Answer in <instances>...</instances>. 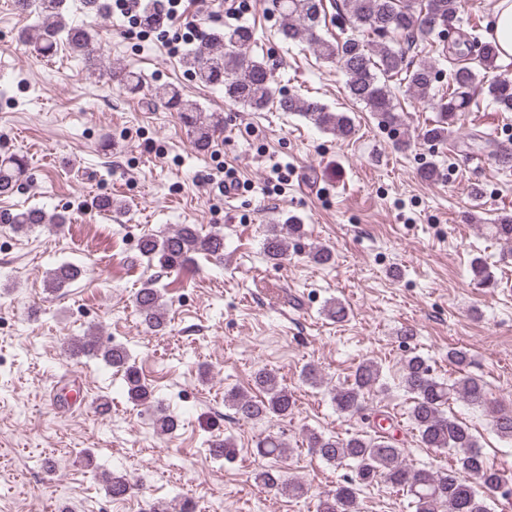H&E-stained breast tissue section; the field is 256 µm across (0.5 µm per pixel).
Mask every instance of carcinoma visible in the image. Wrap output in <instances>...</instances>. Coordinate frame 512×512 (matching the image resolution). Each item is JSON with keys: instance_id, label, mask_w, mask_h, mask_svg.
Segmentation results:
<instances>
[{"instance_id": "carcinoma-1", "label": "carcinoma", "mask_w": 512, "mask_h": 512, "mask_svg": "<svg viewBox=\"0 0 512 512\" xmlns=\"http://www.w3.org/2000/svg\"><path fill=\"white\" fill-rule=\"evenodd\" d=\"M16 4L23 13L37 19L27 35L33 55L48 57L54 54L58 44L64 43L75 53L88 59L93 57V35L89 29L67 22L65 0H16ZM271 6L272 12L278 15L283 38L307 42L319 58L336 65L346 77L348 96L364 105L391 132L401 125V117L394 104L395 93L390 81L400 75L418 100L425 103L439 96L437 118L422 132L426 142L448 139L478 87L487 93L499 111L512 112V81L486 82L480 78V71L470 65L469 54L475 48L482 68L494 66L499 57L496 40L483 42L477 36L460 32L453 42H447L448 24L456 19L462 0H334L336 24L354 31L334 41L318 34L326 19L324 0H271ZM166 22L165 15L149 3L140 13V23L147 29L159 30ZM366 35L376 36L378 41L370 43L364 39ZM427 40L436 43L442 54L457 56L448 72V83L439 90L436 83L440 82L441 70L428 61L415 65L407 58L413 47ZM255 42L254 27L246 24L227 27L209 34L203 42L187 50L181 64L197 82L224 89V98L244 108L262 112L273 106L282 112H296L338 138L349 139L355 135V121L348 113L333 112L318 101L285 95L274 88L273 69L251 53ZM107 75L131 90L142 85L141 76L136 72L109 71ZM151 97L178 112L200 151L209 148L213 135L224 124L219 113L186 104L182 89L174 84L155 86ZM27 169L24 156H1L0 196L13 194ZM0 223L9 225L16 233H25L41 224L60 229L67 224V216L63 213L49 215L39 207H29L0 216ZM302 228L303 225L291 218L282 225H268L263 240L266 256L273 261L288 256L287 237L301 236ZM139 251L150 264L155 262L163 269H180L197 264L201 257L223 259L224 233L213 230L204 234L195 224H182L166 236L142 235ZM470 273L472 280L483 288L495 284L489 267L477 258L470 265ZM79 274L78 266L65 263L50 273L47 290L59 291ZM133 302L143 325L153 331L165 328L163 295L153 281L144 283ZM325 314L339 323L346 321L349 310L344 303L331 300ZM65 351L72 356L103 360L122 374L130 402L151 403L153 389L122 345H106L99 336L89 332L68 338ZM448 364L458 373L451 382L434 375L427 359L411 351L403 358L401 380L410 395L408 418L415 437L424 448L448 452V469L432 471L409 466L403 461V450L384 432L362 430L340 439L312 431L307 435L308 448L324 462L337 468L353 465L351 476L319 497L317 512H360L361 488L379 481L406 493L416 512H492L489 494L497 493V489L509 483V478L487 464L469 427L448 413L450 400L455 397L473 408L487 406V385L468 371L470 355L465 348L448 349ZM380 380L381 368L377 362L368 359L359 364L350 383L329 390L336 411L347 416L359 413L365 396L383 389ZM252 382L258 391L256 395L238 389L224 393V403L234 410L238 419L254 423L293 414L295 399L275 372L259 368L253 373ZM178 426V417L171 413L160 412L155 416L154 427L162 435L173 433ZM493 426L499 436L512 440V406L496 410ZM256 454L270 460L255 476L265 489L285 490L296 497L306 493L302 483L285 476L281 463L286 460L287 448L280 437L268 434L259 439ZM102 481L114 501H124L132 494V484L123 474L106 472ZM145 512H196V507L189 500L174 499L165 504L151 503Z\"/></svg>"}]
</instances>
